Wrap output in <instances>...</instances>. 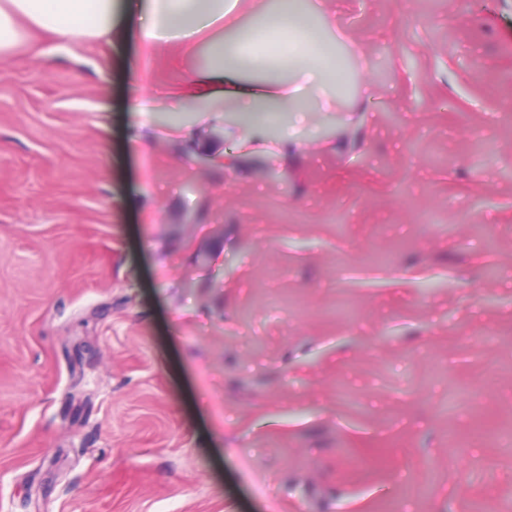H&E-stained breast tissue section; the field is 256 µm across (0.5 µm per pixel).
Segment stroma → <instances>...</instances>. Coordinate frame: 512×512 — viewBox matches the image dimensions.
Wrapping results in <instances>:
<instances>
[{
	"label": "stroma",
	"mask_w": 512,
	"mask_h": 512,
	"mask_svg": "<svg viewBox=\"0 0 512 512\" xmlns=\"http://www.w3.org/2000/svg\"><path fill=\"white\" fill-rule=\"evenodd\" d=\"M320 2L338 112L0 68V512H512V0Z\"/></svg>",
	"instance_id": "35a3bbf8"
}]
</instances>
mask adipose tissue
Returning a JSON list of instances; mask_svg holds the SVG:
<instances>
[{
	"label": "adipose tissue",
	"instance_id": "1",
	"mask_svg": "<svg viewBox=\"0 0 512 512\" xmlns=\"http://www.w3.org/2000/svg\"><path fill=\"white\" fill-rule=\"evenodd\" d=\"M266 22L255 39L243 14ZM58 40L73 35L120 42L128 33L165 46L207 42V64L170 92L176 108L203 112L339 110L343 67L335 19L310 0H0V63L22 39L18 19Z\"/></svg>",
	"mask_w": 512,
	"mask_h": 512
}]
</instances>
